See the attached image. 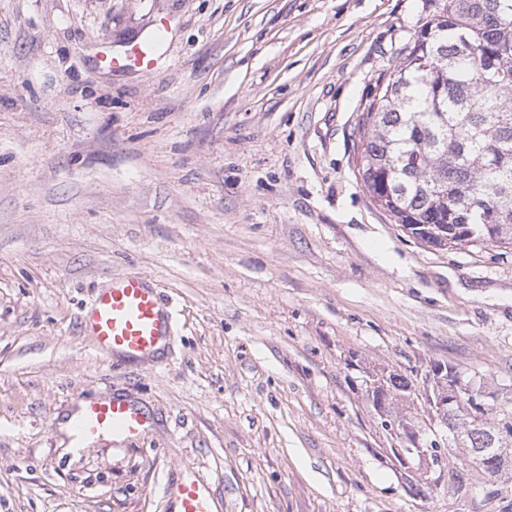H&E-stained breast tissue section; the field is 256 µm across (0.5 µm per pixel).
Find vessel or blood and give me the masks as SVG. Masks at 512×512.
<instances>
[{
    "label": "vessel or blood",
    "instance_id": "vessel-or-blood-1",
    "mask_svg": "<svg viewBox=\"0 0 512 512\" xmlns=\"http://www.w3.org/2000/svg\"><path fill=\"white\" fill-rule=\"evenodd\" d=\"M108 65L120 76L135 68L143 74L157 71L154 53L132 47L126 54L111 57ZM176 309L163 299L146 278L128 275L98 290L83 316L84 329L98 351L134 363L155 358L166 346L176 325ZM77 439L107 432L130 440L151 430L148 417L121 397L89 401L73 421ZM169 494L173 512H217L216 499L208 482L193 468H186Z\"/></svg>",
    "mask_w": 512,
    "mask_h": 512
}]
</instances>
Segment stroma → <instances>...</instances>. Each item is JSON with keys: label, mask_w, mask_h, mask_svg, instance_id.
Wrapping results in <instances>:
<instances>
[{"label": "stroma", "mask_w": 512, "mask_h": 512, "mask_svg": "<svg viewBox=\"0 0 512 512\" xmlns=\"http://www.w3.org/2000/svg\"><path fill=\"white\" fill-rule=\"evenodd\" d=\"M434 0H0V512H512V479L413 495L365 376L512 390V251L441 250L371 201L358 117ZM169 20L164 65L100 62ZM177 310L164 359L81 329L113 279ZM143 439L70 451L81 403ZM78 440L103 432L123 440L140 438L148 434L151 425L148 417L121 397L104 401H87L73 421ZM168 493L173 499V512H218L209 483L193 468H186Z\"/></svg>", "instance_id": "obj_1"}]
</instances>
